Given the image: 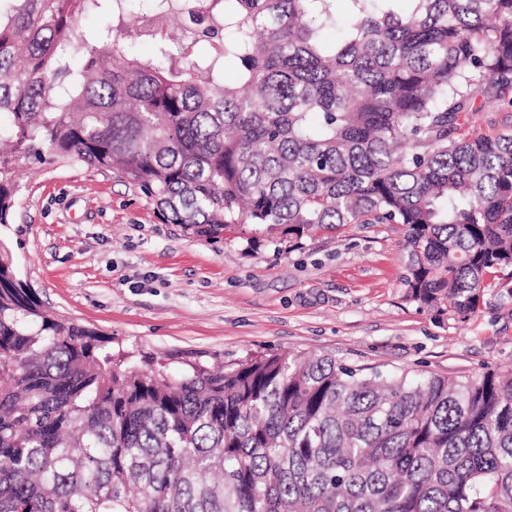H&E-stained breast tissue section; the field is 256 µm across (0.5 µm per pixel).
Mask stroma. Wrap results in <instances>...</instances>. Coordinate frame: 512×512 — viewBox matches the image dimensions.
I'll return each mask as SVG.
<instances>
[{
    "label": "stroma",
    "instance_id": "stroma-1",
    "mask_svg": "<svg viewBox=\"0 0 512 512\" xmlns=\"http://www.w3.org/2000/svg\"><path fill=\"white\" fill-rule=\"evenodd\" d=\"M0 242L46 307L116 353L228 364L292 350L445 375L512 366V304L489 297L466 321L440 322L407 298L399 224L298 243L235 224L207 240L117 173L60 163L23 172Z\"/></svg>",
    "mask_w": 512,
    "mask_h": 512
}]
</instances>
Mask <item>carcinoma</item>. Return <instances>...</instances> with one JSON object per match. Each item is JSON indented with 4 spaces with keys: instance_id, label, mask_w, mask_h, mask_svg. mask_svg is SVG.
I'll return each instance as SVG.
<instances>
[{
    "instance_id": "cac0c4a2",
    "label": "carcinoma",
    "mask_w": 512,
    "mask_h": 512,
    "mask_svg": "<svg viewBox=\"0 0 512 512\" xmlns=\"http://www.w3.org/2000/svg\"><path fill=\"white\" fill-rule=\"evenodd\" d=\"M155 2L0 0V224L21 168L80 164L206 239L400 224L420 309L512 303V132L461 133L512 106V0H180L176 36ZM108 343L0 250V512H512V371L288 351L173 374Z\"/></svg>"
}]
</instances>
